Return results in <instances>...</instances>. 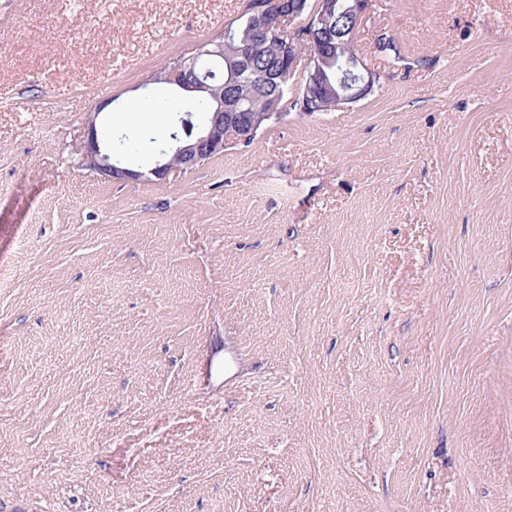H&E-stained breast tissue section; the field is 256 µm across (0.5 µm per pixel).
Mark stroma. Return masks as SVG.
<instances>
[{
    "mask_svg": "<svg viewBox=\"0 0 512 512\" xmlns=\"http://www.w3.org/2000/svg\"><path fill=\"white\" fill-rule=\"evenodd\" d=\"M244 5L0 0V512H512V0H388L371 95L155 178ZM88 118V126L90 139L88 144L89 166L97 171L100 175L112 180L135 179L139 176L137 171L122 167L117 163L109 153H102L99 145L98 130L96 128L97 112H91ZM239 354L224 347V363L215 355H211L207 361L206 367L202 363V367L191 383L196 388L204 383H212L218 379L224 372V389H232L238 385L237 366L239 363Z\"/></svg>",
    "mask_w": 512,
    "mask_h": 512,
    "instance_id": "1",
    "label": "stroma"
}]
</instances>
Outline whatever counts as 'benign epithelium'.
Instances as JSON below:
<instances>
[{
  "label": "benign epithelium",
  "instance_id": "obj_1",
  "mask_svg": "<svg viewBox=\"0 0 512 512\" xmlns=\"http://www.w3.org/2000/svg\"><path fill=\"white\" fill-rule=\"evenodd\" d=\"M372 0H247L241 14L224 27V40L210 43L204 53L224 58V41L237 38L241 24L250 37L240 40L237 56L227 61L219 76L201 71L196 59L177 62L161 74L160 80L179 89L185 97L207 101L210 111L199 125L187 116L180 131L171 134L175 145L161 151L150 169L157 178L173 169H191L205 159L224 152V128L233 130L235 142L254 137L264 121L278 120L279 102L288 96L286 75L304 67L305 85L294 96L300 112L313 115L328 109L348 107L374 92L381 78L364 64L355 50L356 36L365 23ZM261 38L284 42L281 58L288 65H270L261 70L252 53L253 41ZM273 89L261 110L249 107L258 82ZM110 105L102 102L88 118L89 166L112 180L135 179L141 173L122 167L112 155L101 152L95 117Z\"/></svg>",
  "mask_w": 512,
  "mask_h": 512
}]
</instances>
